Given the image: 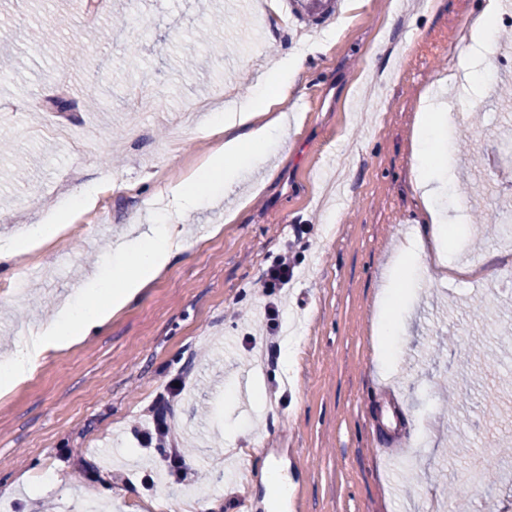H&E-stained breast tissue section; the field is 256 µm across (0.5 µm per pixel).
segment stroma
Segmentation results:
<instances>
[{
	"instance_id": "35a3bbf8",
	"label": "stroma",
	"mask_w": 512,
	"mask_h": 512,
	"mask_svg": "<svg viewBox=\"0 0 512 512\" xmlns=\"http://www.w3.org/2000/svg\"><path fill=\"white\" fill-rule=\"evenodd\" d=\"M483 0H333L311 17L295 0H0V245L63 208L82 184L97 193L72 213L62 249L31 252L23 294L0 273V355L103 265L133 224L168 211L187 248L100 332L43 355L32 375L0 393V505L6 512H150L186 499L236 512H512V277H419L398 318L393 369L379 359L374 311L397 243L422 221L411 149L422 98L449 103L456 179L440 199L463 210L449 241L461 263L504 266L493 218L512 205V40L498 42L485 87L445 84L448 55ZM56 30L37 48L32 23ZM109 26L89 45L85 30ZM207 28L223 47L182 67ZM304 51L282 109L291 116L277 153L247 169L232 193L191 211L161 197L214 151L210 112L251 101L257 80ZM81 56L95 78L71 69ZM100 107L87 105L90 96ZM68 101L59 110L55 100ZM93 130L94 155L31 129ZM295 274L276 338L292 362L268 359L258 280L285 249ZM450 337L439 345L440 337ZM185 387L175 418L202 479L178 485L142 455L131 430L165 387ZM496 401L495 413L481 404ZM497 462L495 483L469 471ZM94 466L77 481L79 463ZM281 466L292 483L278 501L263 479ZM151 477L152 489L141 481Z\"/></svg>"
}]
</instances>
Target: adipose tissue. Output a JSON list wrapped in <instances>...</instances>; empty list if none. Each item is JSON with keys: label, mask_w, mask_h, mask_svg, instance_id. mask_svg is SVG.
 <instances>
[{"label": "adipose tissue", "mask_w": 512, "mask_h": 512, "mask_svg": "<svg viewBox=\"0 0 512 512\" xmlns=\"http://www.w3.org/2000/svg\"><path fill=\"white\" fill-rule=\"evenodd\" d=\"M498 14L497 0H485L481 12L472 21L469 82L484 79V67L495 48ZM296 76V71L276 68L263 77L254 101L245 109L234 115L214 113L213 128L222 134V142L198 171L168 188L182 209L199 207L208 198L231 192L243 171L254 161L283 146L288 116L278 111L277 106L287 99ZM450 125V113L430 105L418 119L411 172L426 222L417 247H399L396 265L399 286L386 290L380 300L377 324L383 337L381 355L388 360L398 350L395 314L406 307L414 294V272L421 266L422 254L430 252L437 259L436 266L426 268L429 276L447 272L463 276L471 271L469 265L448 263L447 218L436 203L438 184L446 173L439 157L445 151L444 140ZM59 231L55 224L30 226L24 241L15 240L0 247V269H12L24 255L51 241ZM185 248L174 225L163 221L148 225L146 230L117 244L104 274L84 283L75 298L58 307L52 319L15 345L9 355L0 358V388L6 390L28 379L43 354L69 347L104 326Z\"/></svg>", "instance_id": "1"}]
</instances>
